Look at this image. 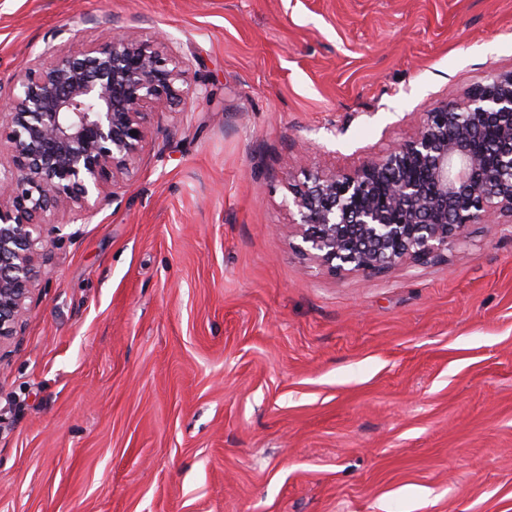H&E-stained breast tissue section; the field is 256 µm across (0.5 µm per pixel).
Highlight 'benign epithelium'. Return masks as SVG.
Returning <instances> with one entry per match:
<instances>
[{
  "label": "benign epithelium",
  "instance_id": "1",
  "mask_svg": "<svg viewBox=\"0 0 512 512\" xmlns=\"http://www.w3.org/2000/svg\"><path fill=\"white\" fill-rule=\"evenodd\" d=\"M190 93L164 37L119 33L80 55L23 65L0 85V138L10 143L0 154V364L28 310L43 243L65 238V224L43 214L80 217L117 199L152 111ZM288 190L299 251L335 274L376 276L443 255L469 224L494 230L512 218V72L426 113L385 155Z\"/></svg>",
  "mask_w": 512,
  "mask_h": 512
}]
</instances>
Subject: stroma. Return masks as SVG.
I'll return each instance as SVG.
<instances>
[{
    "label": "stroma",
    "mask_w": 512,
    "mask_h": 512,
    "mask_svg": "<svg viewBox=\"0 0 512 512\" xmlns=\"http://www.w3.org/2000/svg\"><path fill=\"white\" fill-rule=\"evenodd\" d=\"M193 95L46 260L0 366V512H512V219L367 277L289 184L512 71V0H0V83L103 30Z\"/></svg>",
    "instance_id": "stroma-1"
}]
</instances>
